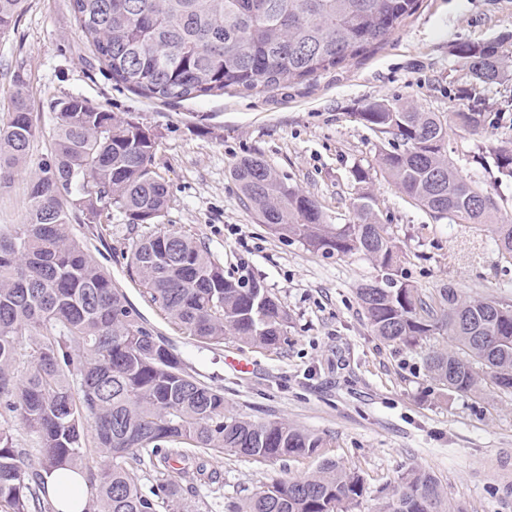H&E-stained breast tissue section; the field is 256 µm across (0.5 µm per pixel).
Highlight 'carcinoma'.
<instances>
[{"mask_svg":"<svg viewBox=\"0 0 512 512\" xmlns=\"http://www.w3.org/2000/svg\"><path fill=\"white\" fill-rule=\"evenodd\" d=\"M27 0H0V33ZM417 0H71L75 19L115 81L163 100H187L228 88L271 90L334 69L387 41ZM500 42H460L455 56L471 77L468 103L446 118L397 99L370 102L357 118L391 146L378 165L407 198L438 219L490 224L501 260L512 264V224L499 223L494 199L449 157L455 126L472 135L499 132L478 146L500 177L512 180V129L482 109L481 89L512 80ZM10 119L0 125V185L24 171L39 135L26 97L27 73L14 72ZM52 106L51 157L30 183L25 221L0 229V400L36 434L38 467L0 426V512H53L44 475L83 471L86 427L110 460L85 512H157L178 498L187 472L145 494L134 466L167 462L176 448L218 456L233 450L260 460L309 456L324 439L286 421L255 422L224 411V393L191 375L178 353L153 334L83 242V224L122 214L138 232L127 259L147 301L182 333L210 346L231 334L265 348L288 339V312L257 280L230 279L220 260L179 228H160L169 188L155 165L156 134L79 97ZM244 205L271 233L326 258L361 256L378 271L356 288L371 331L413 347L445 328L456 350L437 349L425 366L442 386L473 391L485 381L512 392V299L467 297L442 288L427 300L398 278L401 254L376 199L357 191L353 220L333 224L310 196L290 186L259 156L231 169ZM33 336L21 353V338ZM79 344L82 354L74 353ZM27 364L20 374L17 365ZM359 475L326 459L307 478L255 493L239 512H340L361 497ZM381 512H455L438 482L404 472Z\"/></svg>","mask_w":512,"mask_h":512,"instance_id":"obj_1","label":"carcinoma"}]
</instances>
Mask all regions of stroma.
I'll use <instances>...</instances> for the list:
<instances>
[{"label":"stroma","instance_id":"stroma-1","mask_svg":"<svg viewBox=\"0 0 512 512\" xmlns=\"http://www.w3.org/2000/svg\"><path fill=\"white\" fill-rule=\"evenodd\" d=\"M501 40L512 48V0H418L415 12L376 49L342 66L266 92L225 90L161 101L117 83L81 32L70 0H27L15 27L0 35V124L11 110L13 72L24 65L33 117L42 134L32 148L50 154L53 102L80 97L102 110L132 114L158 136L155 162L169 185L164 227L189 230L224 264V274L256 276L290 315L278 348L250 346L235 336L212 349L182 334L149 304L131 278L126 255L133 235L113 215L102 236L71 222V235L122 288L156 333L168 339L190 374L220 389L227 414L285 420L328 440L322 455L256 460L232 451L218 457L192 448L171 464L187 469L176 502L160 512H234L275 481L315 473L322 458L360 475L365 492L344 512H379L410 468L430 472L456 512H512V395L491 383L480 393L444 389L425 357L453 346L440 332L414 347L374 336L356 287L376 274L363 259L326 258L278 237L242 203L233 164L262 156L289 184L314 198L332 223L351 217L352 172H370L368 187L382 223L402 252L403 278L425 296L451 285L470 296L512 298V265L500 260L492 232L451 224L408 200L379 170L383 143L356 117L364 105L398 99L427 112L456 111L469 82L454 53L461 41ZM479 137L451 136V159L512 221V181L472 156ZM30 172L0 186V229L26 216ZM237 225L238 234L227 231ZM244 357L247 373L228 364Z\"/></svg>","mask_w":512,"mask_h":512}]
</instances>
